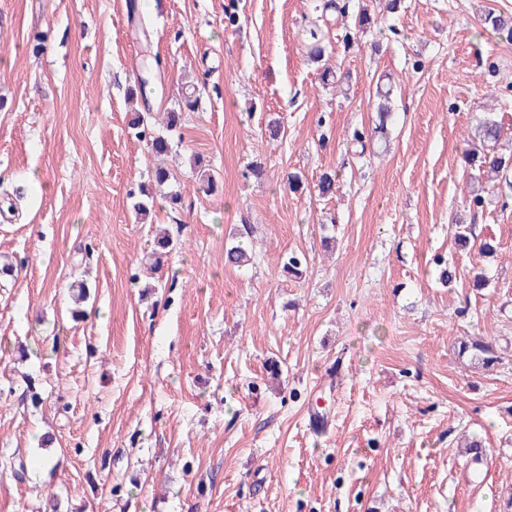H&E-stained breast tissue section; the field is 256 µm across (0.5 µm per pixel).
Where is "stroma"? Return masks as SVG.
<instances>
[{
    "label": "stroma",
    "mask_w": 512,
    "mask_h": 512,
    "mask_svg": "<svg viewBox=\"0 0 512 512\" xmlns=\"http://www.w3.org/2000/svg\"><path fill=\"white\" fill-rule=\"evenodd\" d=\"M325 2L0 0V200L17 196L0 203V266L15 268L0 275V512H45L51 498L58 512H501L512 170L473 209L461 153L490 114L512 148V44L481 20L512 16V0H404L396 14L339 0L341 15ZM363 11L374 27L359 29ZM327 66L348 90L322 82ZM384 76L388 138L362 148L351 135L372 129ZM189 91L155 156L131 121ZM160 164L172 177L136 223L130 194ZM327 171L332 196L289 192V173L311 185ZM459 224L496 256L455 245ZM162 231L175 248L152 278L144 258ZM235 236L253 256L241 269L224 263ZM291 251L309 259L302 277L282 269ZM475 266L490 274L479 291ZM77 280L93 303L80 321ZM466 335L501 364L466 365ZM315 409L325 433L308 426ZM465 434L488 454L462 453Z\"/></svg>",
    "instance_id": "1"
}]
</instances>
